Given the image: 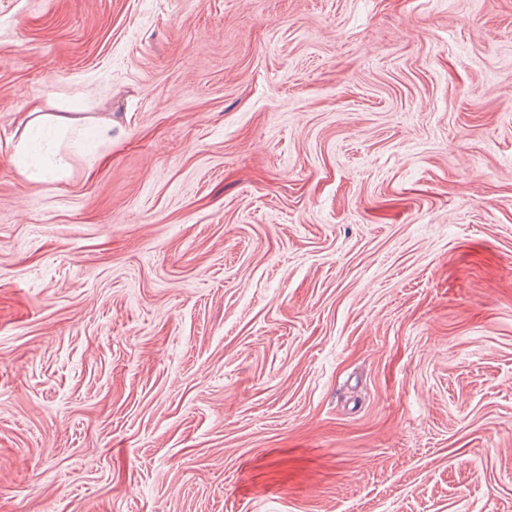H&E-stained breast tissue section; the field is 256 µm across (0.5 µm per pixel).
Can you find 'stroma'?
<instances>
[{"mask_svg":"<svg viewBox=\"0 0 512 512\" xmlns=\"http://www.w3.org/2000/svg\"><path fill=\"white\" fill-rule=\"evenodd\" d=\"M0 512H512V0H0ZM80 120V118H70L60 114L42 112L40 104L34 103L31 106L30 112H28L26 131L21 136V140L18 144V147L21 148V150L24 152L30 151L29 139H26L25 135L28 130L35 126L41 127L45 125H53L55 127L60 128L62 137H64L69 131V128L76 127Z\"/></svg>","mask_w":512,"mask_h":512,"instance_id":"35a3bbf8","label":"stroma"}]
</instances>
